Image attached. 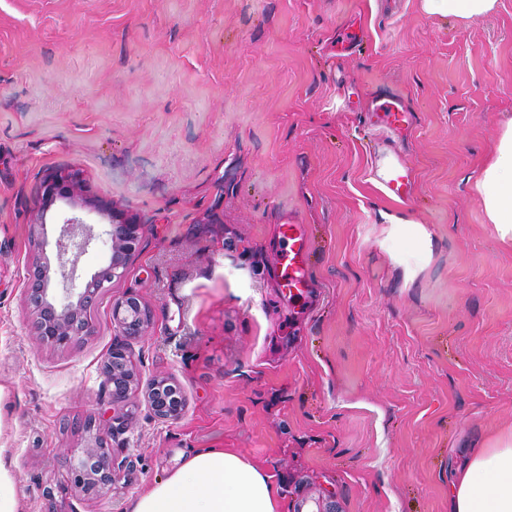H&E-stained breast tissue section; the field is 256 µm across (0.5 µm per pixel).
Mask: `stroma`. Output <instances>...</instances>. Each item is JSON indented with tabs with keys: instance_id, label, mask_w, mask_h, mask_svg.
Segmentation results:
<instances>
[{
	"instance_id": "1",
	"label": "stroma",
	"mask_w": 512,
	"mask_h": 512,
	"mask_svg": "<svg viewBox=\"0 0 512 512\" xmlns=\"http://www.w3.org/2000/svg\"><path fill=\"white\" fill-rule=\"evenodd\" d=\"M362 41L337 51L347 27ZM415 120L389 142L373 99ZM512 119V0L440 18L421 0H0V461L17 512H128L196 448L233 450L285 512H449L472 449L512 432V246L476 187ZM414 171L397 199L389 145ZM80 174L86 204L42 185ZM139 222L90 335L40 341L28 274L80 216ZM419 224L415 252L385 217ZM309 238L308 294L281 286V227ZM136 296L142 336L122 335ZM136 377L113 404L105 365ZM177 385L163 420L145 392ZM114 479L72 489L90 424ZM80 188L81 178L77 172L58 171L49 176L43 184L38 206V224H46V215L57 201H69L72 206H76ZM113 319L125 336L138 337L145 333L148 314L135 297L119 301L113 311ZM107 364L112 384V402L124 403L129 399L135 385V374L131 361L125 351L112 348ZM176 389L168 379L161 378L154 380L147 390V399L155 415L164 420H176L183 411V400L174 399L169 402L168 397L164 395V390L168 393Z\"/></svg>"
}]
</instances>
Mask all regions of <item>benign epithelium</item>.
<instances>
[{"label": "benign epithelium", "mask_w": 512, "mask_h": 512, "mask_svg": "<svg viewBox=\"0 0 512 512\" xmlns=\"http://www.w3.org/2000/svg\"><path fill=\"white\" fill-rule=\"evenodd\" d=\"M81 178L77 172L58 171L43 184L38 206V221L45 223L48 211L60 200L77 205ZM111 251L107 264L94 272L90 279L76 288H65L63 293L52 287L50 267L38 265L29 273V300L38 313L37 330L41 340L54 346H66L77 336L91 332L92 322L88 311L94 305L99 292L109 287L116 278L123 276L127 262L138 245V224L133 221H115L113 213H107ZM95 239L92 228L82 220L72 217L63 222L60 238L56 242L58 255L68 249L78 253L86 251ZM113 319L126 336L138 337L145 333L148 314L135 297L119 301L113 311ZM112 384V402H126L133 392L135 374L125 351L114 348L107 361ZM174 388L165 378L154 380L147 390V399L155 415L164 420H176L183 411V400H168L164 392ZM113 464L103 448L100 438L86 448L73 468V487L77 494H91L107 489L112 483Z\"/></svg>", "instance_id": "7a95c632"}]
</instances>
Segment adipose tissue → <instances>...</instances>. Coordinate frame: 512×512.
Segmentation results:
<instances>
[{
    "label": "adipose tissue",
    "instance_id": "ef3b65f1",
    "mask_svg": "<svg viewBox=\"0 0 512 512\" xmlns=\"http://www.w3.org/2000/svg\"><path fill=\"white\" fill-rule=\"evenodd\" d=\"M477 188L498 238L512 243V122L500 133ZM451 512H512V435L473 451L449 491ZM130 512H283L279 486L238 453L185 455L168 477L135 498Z\"/></svg>",
    "mask_w": 512,
    "mask_h": 512
}]
</instances>
